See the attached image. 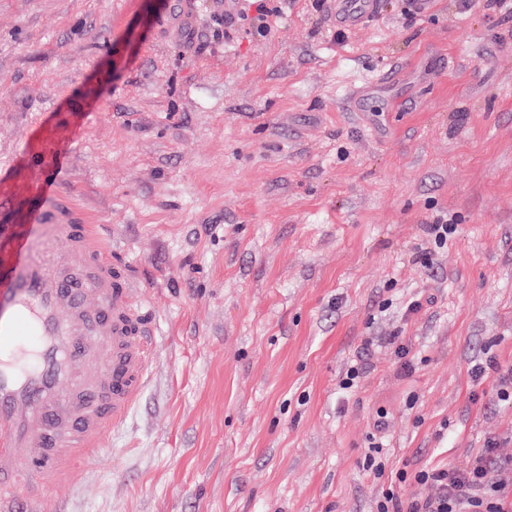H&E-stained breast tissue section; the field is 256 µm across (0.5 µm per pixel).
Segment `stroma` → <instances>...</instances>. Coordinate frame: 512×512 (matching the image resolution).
Returning a JSON list of instances; mask_svg holds the SVG:
<instances>
[{"mask_svg":"<svg viewBox=\"0 0 512 512\" xmlns=\"http://www.w3.org/2000/svg\"><path fill=\"white\" fill-rule=\"evenodd\" d=\"M405 6L340 41L313 0L228 39L213 0H0V233L42 207L61 150L59 205L96 225L158 333L138 405L48 502L377 512L387 489L434 495L399 471L468 470L493 438L512 458V400L472 376L512 365V20L491 0ZM442 218L458 230L439 248Z\"/></svg>","mask_w":512,"mask_h":512,"instance_id":"obj_1","label":"stroma"}]
</instances>
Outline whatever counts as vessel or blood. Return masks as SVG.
<instances>
[{
	"instance_id": "vessel-or-blood-1",
	"label": "vessel or blood",
	"mask_w": 512,
	"mask_h": 512,
	"mask_svg": "<svg viewBox=\"0 0 512 512\" xmlns=\"http://www.w3.org/2000/svg\"><path fill=\"white\" fill-rule=\"evenodd\" d=\"M380 0H335L338 28ZM152 312L95 233L40 209L0 241V506L33 512L26 490L78 482L125 423L156 356Z\"/></svg>"
}]
</instances>
